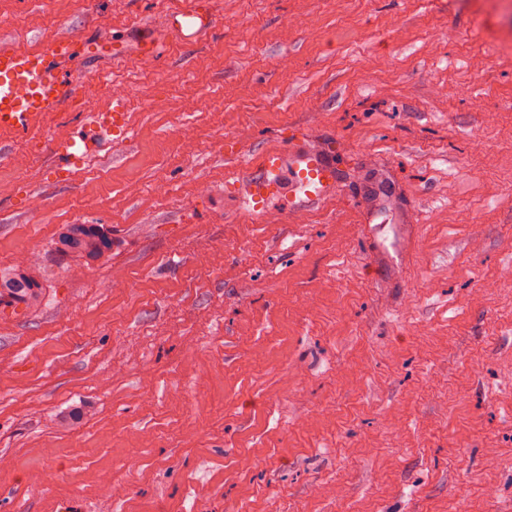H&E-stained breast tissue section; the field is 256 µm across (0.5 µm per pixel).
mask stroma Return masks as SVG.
Returning <instances> with one entry per match:
<instances>
[{"mask_svg":"<svg viewBox=\"0 0 512 512\" xmlns=\"http://www.w3.org/2000/svg\"><path fill=\"white\" fill-rule=\"evenodd\" d=\"M169 2L0 0L1 42L95 43L69 78L131 124L67 176L85 109L0 135V268L43 285L0 305V512H512V0H212L192 40ZM305 133L335 199L243 214ZM67 224L111 256L72 275ZM58 251L69 260H83L72 268L88 265L112 252V230L106 224H67L57 243ZM33 270L26 260L0 269V304L31 308L41 302L43 287Z\"/></svg>","mask_w":512,"mask_h":512,"instance_id":"stroma-1","label":"stroma"}]
</instances>
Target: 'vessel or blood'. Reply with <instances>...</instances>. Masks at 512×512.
I'll list each match as a JSON object with an SVG mask.
<instances>
[{
	"label": "vessel or blood",
	"mask_w": 512,
	"mask_h": 512,
	"mask_svg": "<svg viewBox=\"0 0 512 512\" xmlns=\"http://www.w3.org/2000/svg\"><path fill=\"white\" fill-rule=\"evenodd\" d=\"M214 25L211 0H178L168 14V29L180 35ZM83 53L80 45L65 36L41 41L32 50L0 44V131L27 133L37 119L61 111L74 95L62 70ZM130 100L113 94L106 110L87 113L77 136L53 144L61 166L74 165L88 156L99 139H129ZM336 167L313 140L300 137L288 148L266 152L258 171L241 176L234 184L240 210L267 216L272 199H280L284 210L298 214L324 206L336 194Z\"/></svg>",
	"instance_id": "vessel-or-blood-1"
}]
</instances>
